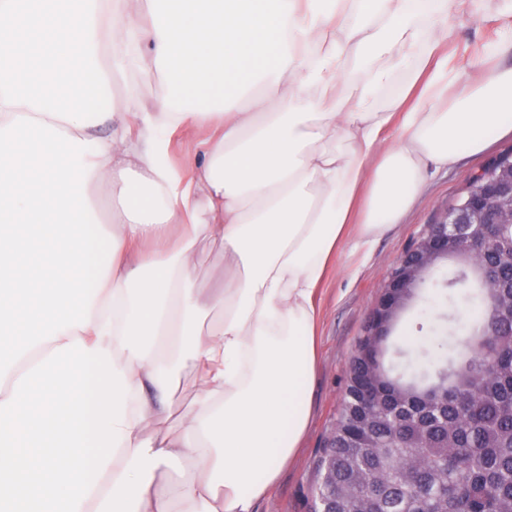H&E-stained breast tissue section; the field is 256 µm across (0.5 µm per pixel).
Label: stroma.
I'll use <instances>...</instances> for the list:
<instances>
[{"mask_svg": "<svg viewBox=\"0 0 512 512\" xmlns=\"http://www.w3.org/2000/svg\"><path fill=\"white\" fill-rule=\"evenodd\" d=\"M512 21L500 18L494 0L482 12L461 5L448 30L445 48L456 66L455 89H463L477 69L488 44L502 40ZM512 149V132L492 136L488 148L478 155H464L448 168L435 170L398 224L368 246H345L318 291V372L312 390L313 415L298 457L283 469L277 484L256 504V512H310L314 468L318 453L336 421L347 387L349 363L364 334L392 263L436 223L446 205L464 191L473 175L503 151ZM440 289H430L425 299L402 315L398 333H411L417 343L433 346L435 304Z\"/></svg>", "mask_w": 512, "mask_h": 512, "instance_id": "35a3bbf8", "label": "stroma"}]
</instances>
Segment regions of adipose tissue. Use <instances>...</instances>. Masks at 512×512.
<instances>
[{"label": "adipose tissue", "instance_id": "obj_1", "mask_svg": "<svg viewBox=\"0 0 512 512\" xmlns=\"http://www.w3.org/2000/svg\"><path fill=\"white\" fill-rule=\"evenodd\" d=\"M126 2L0 0V402L31 352L107 349L123 441L79 512H254L308 430L314 298L350 224L380 235L431 169L512 129V65L494 46L449 95L460 0ZM136 68L162 94L108 106ZM203 125L183 174L170 137ZM203 241L224 247L208 290Z\"/></svg>", "mask_w": 512, "mask_h": 512}]
</instances>
